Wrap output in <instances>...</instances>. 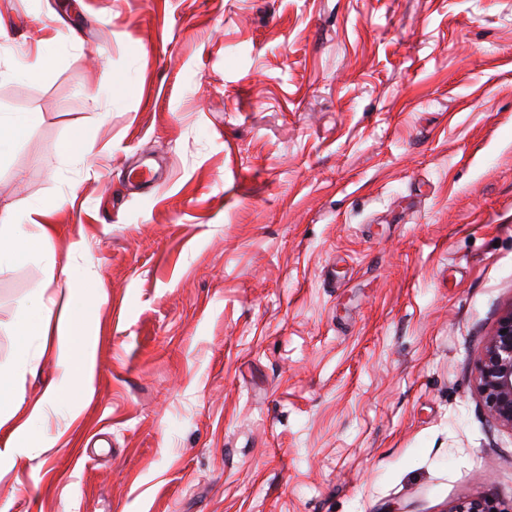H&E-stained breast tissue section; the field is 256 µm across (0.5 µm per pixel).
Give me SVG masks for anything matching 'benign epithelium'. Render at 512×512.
<instances>
[{"label":"benign epithelium","instance_id":"7a95c632","mask_svg":"<svg viewBox=\"0 0 512 512\" xmlns=\"http://www.w3.org/2000/svg\"><path fill=\"white\" fill-rule=\"evenodd\" d=\"M478 392L487 417L512 430V309L498 319L477 365ZM448 512H512L494 497L461 501Z\"/></svg>","mask_w":512,"mask_h":512}]
</instances>
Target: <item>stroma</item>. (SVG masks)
I'll list each match as a JSON object with an SVG mask.
<instances>
[{
    "mask_svg": "<svg viewBox=\"0 0 512 512\" xmlns=\"http://www.w3.org/2000/svg\"><path fill=\"white\" fill-rule=\"evenodd\" d=\"M0 13V113L39 116L0 152V214L68 199L48 255L0 271V366L51 266L108 295L94 395L0 474L9 512L512 501V430L476 388L512 308V0ZM76 132L90 156L62 152Z\"/></svg>",
    "mask_w": 512,
    "mask_h": 512,
    "instance_id": "1",
    "label": "stroma"
}]
</instances>
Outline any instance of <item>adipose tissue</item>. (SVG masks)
<instances>
[{"instance_id": "ef3b65f1", "label": "adipose tissue", "mask_w": 512, "mask_h": 512, "mask_svg": "<svg viewBox=\"0 0 512 512\" xmlns=\"http://www.w3.org/2000/svg\"><path fill=\"white\" fill-rule=\"evenodd\" d=\"M58 210L55 204L32 206L35 220L28 224L11 213L0 216V270L49 248ZM58 278L61 287L39 284L23 300L15 327L18 359L11 370L0 371V430L7 433V443L0 451V469L49 457L58 442L43 439L38 431L47 410L94 394L98 311L107 294L89 287L87 279L78 277L67 265L60 269ZM51 352L57 355L61 374L34 402H27L25 375Z\"/></svg>"}]
</instances>
